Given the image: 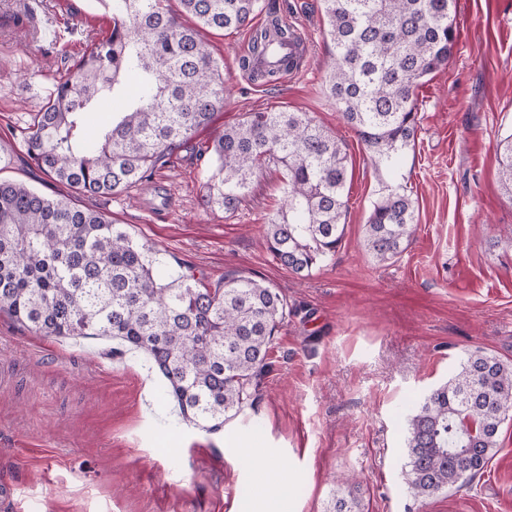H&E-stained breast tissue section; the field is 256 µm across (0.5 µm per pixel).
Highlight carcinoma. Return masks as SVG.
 I'll list each match as a JSON object with an SVG mask.
<instances>
[{"label": "carcinoma", "mask_w": 512, "mask_h": 512, "mask_svg": "<svg viewBox=\"0 0 512 512\" xmlns=\"http://www.w3.org/2000/svg\"><path fill=\"white\" fill-rule=\"evenodd\" d=\"M110 34L73 64L32 118L23 140L34 164L68 187L50 197L0 179V313L46 336L117 339L144 351L183 418L224 428L254 399L269 369L272 341L288 317L278 288L250 275L215 288L194 275H158L153 260L115 221L80 207L79 195L110 197L145 180L224 108V61L202 32L247 26L259 0H99ZM335 53L328 98L379 167L395 168L415 142L414 90L448 65L455 47V0H321ZM194 23L187 24L182 16ZM272 27L251 32L242 69L276 83L296 63L257 71ZM128 74L136 99L96 140L84 117ZM499 178L512 198V134L501 141ZM202 184L210 210L235 212L260 169L279 171L284 205L264 225L273 258L300 276L335 255L346 229L349 168L343 143L308 112H250L213 140ZM418 214L404 188L385 185L365 224L364 246L384 263L404 251ZM512 410V365L477 350L432 389L406 424L405 480L428 498L470 483L498 447ZM468 464L470 473L460 479Z\"/></svg>", "instance_id": "cac0c4a2"}]
</instances>
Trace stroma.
<instances>
[{
	"mask_svg": "<svg viewBox=\"0 0 512 512\" xmlns=\"http://www.w3.org/2000/svg\"><path fill=\"white\" fill-rule=\"evenodd\" d=\"M260 5L251 27L203 34L224 62V109L211 127L128 192L78 199L148 245L165 272L193 269L212 288L238 271L280 289L290 313L253 404L204 431L177 418L144 353L45 336L0 313V481L16 486V512H329L350 489L360 512H512V420L469 484L422 499L402 475L406 417L424 394L472 351L512 363V198L497 161L512 134V0H456L457 51L416 88L415 147L393 171L375 164L326 94L319 0ZM271 14L301 33L306 54L298 73L265 85L237 58ZM45 17L49 37L37 31ZM110 30L98 0H0L1 178L65 193L27 157L24 133ZM264 110L311 113L346 145L345 236L306 277L278 264L264 238L285 200L277 172L263 170L235 213L201 200L216 131ZM387 184L410 194L418 223L403 253L378 263L364 225Z\"/></svg>",
	"mask_w": 512,
	"mask_h": 512,
	"instance_id": "1",
	"label": "stroma"
}]
</instances>
